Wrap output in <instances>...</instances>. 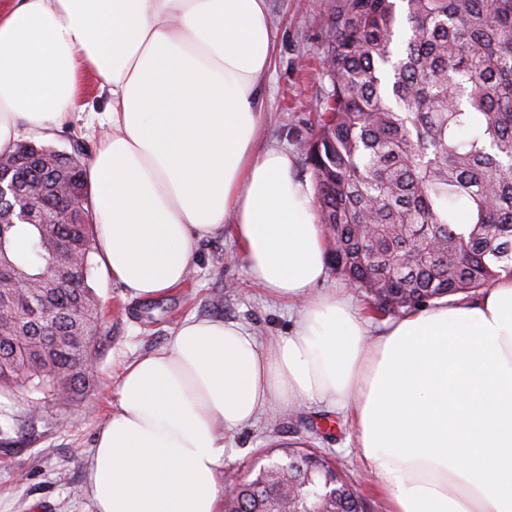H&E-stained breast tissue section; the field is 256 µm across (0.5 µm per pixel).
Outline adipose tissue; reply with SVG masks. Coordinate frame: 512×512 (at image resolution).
I'll return each mask as SVG.
<instances>
[{"label":"adipose tissue","instance_id":"1","mask_svg":"<svg viewBox=\"0 0 512 512\" xmlns=\"http://www.w3.org/2000/svg\"><path fill=\"white\" fill-rule=\"evenodd\" d=\"M109 96L88 170L98 243L134 298L181 285L231 232L248 280L298 305L292 335L190 317L126 366L96 435L94 512H217L224 433L309 402L348 411L386 512H512V280L378 334L327 276L309 182L258 148L266 0H6L0 154L70 118L79 66Z\"/></svg>","mask_w":512,"mask_h":512}]
</instances>
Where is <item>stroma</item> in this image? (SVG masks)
Returning a JSON list of instances; mask_svg holds the SVG:
<instances>
[{"label": "stroma", "instance_id": "stroma-1", "mask_svg": "<svg viewBox=\"0 0 512 512\" xmlns=\"http://www.w3.org/2000/svg\"><path fill=\"white\" fill-rule=\"evenodd\" d=\"M272 18L273 66L262 93L266 120L259 143L296 154L297 172L310 177L300 144L313 129V112L323 94L317 78L325 31L321 19L328 0H267ZM108 97L93 72L80 76L74 117L50 131L25 129L21 140L67 152L71 137L97 151L111 132ZM231 235L204 241L185 282L152 300L130 297L114 281L100 254H93L88 284L112 327V340L98 366L95 384L75 401L53 408L37 434L13 432L0 443V512H91L85 474L96 434L115 405L125 365L160 348L187 316L222 318L243 324L261 341L290 335L296 314L250 284L242 261H230ZM303 441L329 457L369 512H385L373 476L363 464L351 419L335 409L310 403L271 411L252 425L224 434V474L256 471L278 460L279 448Z\"/></svg>", "mask_w": 512, "mask_h": 512}]
</instances>
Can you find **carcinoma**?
I'll use <instances>...</instances> for the list:
<instances>
[{"label":"carcinoma","instance_id":"carcinoma-1","mask_svg":"<svg viewBox=\"0 0 512 512\" xmlns=\"http://www.w3.org/2000/svg\"><path fill=\"white\" fill-rule=\"evenodd\" d=\"M320 80L329 89L303 143L314 205L336 275L380 319L512 279V0H330ZM74 155L16 145L0 172L37 212L16 223L0 203V390L25 393L29 428L93 381L109 330L87 284L96 250ZM51 265L60 268L52 280ZM18 280L29 289L17 293ZM296 494L244 482L237 512L316 508L311 469L340 482L335 512H367L325 457L284 451Z\"/></svg>","mask_w":512,"mask_h":512}]
</instances>
